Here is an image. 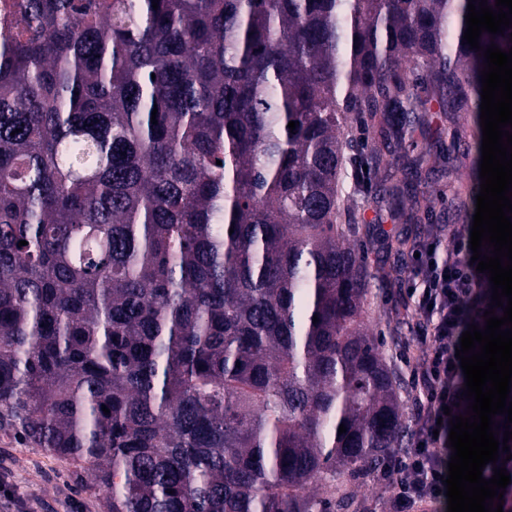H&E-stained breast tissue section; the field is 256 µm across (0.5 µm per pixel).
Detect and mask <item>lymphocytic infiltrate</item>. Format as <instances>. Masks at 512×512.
<instances>
[{
	"mask_svg": "<svg viewBox=\"0 0 512 512\" xmlns=\"http://www.w3.org/2000/svg\"><path fill=\"white\" fill-rule=\"evenodd\" d=\"M471 257L468 243L452 228L444 238L425 236L417 258L410 261L421 321L413 370L419 377L423 410L414 447L389 457L376 475L388 485V512H419L425 504L443 499L450 424L442 416L447 411L455 416L465 413L468 406L456 350L472 316L489 309L488 301H473L480 275Z\"/></svg>",
	"mask_w": 512,
	"mask_h": 512,
	"instance_id": "f902f5d3",
	"label": "lymphocytic infiltrate"
}]
</instances>
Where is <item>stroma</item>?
I'll list each match as a JSON object with an SVG mask.
<instances>
[{
	"label": "stroma",
	"instance_id": "obj_1",
	"mask_svg": "<svg viewBox=\"0 0 512 512\" xmlns=\"http://www.w3.org/2000/svg\"><path fill=\"white\" fill-rule=\"evenodd\" d=\"M351 204L372 226L364 239L365 258L372 274L367 295L366 323L378 336L388 365L401 381L400 399L408 439L417 435L419 405L414 377L406 360L415 344L408 258L388 250L389 238L405 234L406 224L395 220L389 206L378 202L374 189L352 196ZM395 268L398 283L378 278L380 268ZM78 465L59 460L22 439L0 434V512H105L100 495L83 490Z\"/></svg>",
	"mask_w": 512,
	"mask_h": 512
}]
</instances>
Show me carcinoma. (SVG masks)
I'll list each match as a JSON object with an SVG mask.
<instances>
[{
    "label": "carcinoma",
    "instance_id": "1",
    "mask_svg": "<svg viewBox=\"0 0 512 512\" xmlns=\"http://www.w3.org/2000/svg\"><path fill=\"white\" fill-rule=\"evenodd\" d=\"M467 6L27 0L0 33V431L107 512H352L336 476L405 427L343 182L419 225L462 142L476 204L512 28L472 49Z\"/></svg>",
    "mask_w": 512,
    "mask_h": 512
}]
</instances>
